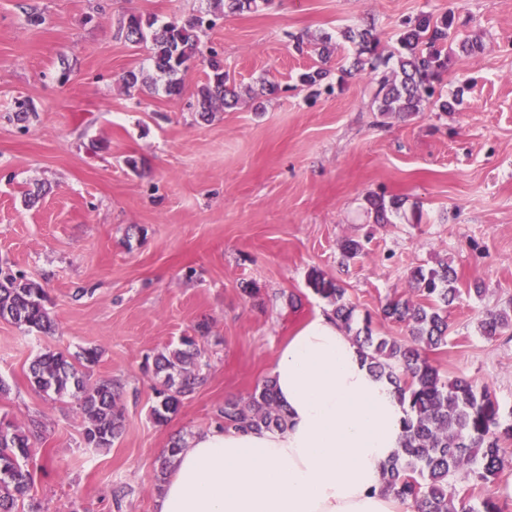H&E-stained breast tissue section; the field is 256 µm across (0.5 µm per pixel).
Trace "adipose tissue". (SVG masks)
<instances>
[{"mask_svg": "<svg viewBox=\"0 0 512 512\" xmlns=\"http://www.w3.org/2000/svg\"><path fill=\"white\" fill-rule=\"evenodd\" d=\"M272 378L287 428L194 434L155 512H405L381 490L405 407L330 313L287 338Z\"/></svg>", "mask_w": 512, "mask_h": 512, "instance_id": "ef3b65f1", "label": "adipose tissue"}]
</instances>
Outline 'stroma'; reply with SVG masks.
Here are the masks:
<instances>
[{"label": "stroma", "mask_w": 512, "mask_h": 512, "mask_svg": "<svg viewBox=\"0 0 512 512\" xmlns=\"http://www.w3.org/2000/svg\"><path fill=\"white\" fill-rule=\"evenodd\" d=\"M206 7L0 0V268L39 283L57 325L37 335L0 321V421L42 423L52 459L30 464L40 512H155L154 469L172 438L211 428L226 399L270 378L281 343L328 310L308 284L314 268L341 280L375 333L403 339L382 304L410 296L411 269L448 260L460 296L448 343L429 358L489 386L512 422V331L481 334L488 313L512 305V0H269L203 36L244 94L236 108L200 117V63L177 95L124 87L128 70L150 65L148 45L119 35L124 15L165 22ZM450 8L460 36L482 43L444 77L461 104L378 112L370 76L346 73L341 30L374 24L389 52L405 18ZM302 32L336 45L331 88L315 97L298 83L319 62L294 49ZM263 80L275 93L248 98ZM371 193L402 199L389 223L368 213ZM347 239L364 256L344 262ZM202 322L207 381L156 424L144 357ZM88 346L101 350L95 375L124 388L125 432L109 448L84 443L73 401L45 400L29 381L39 354Z\"/></svg>", "instance_id": "stroma-1"}]
</instances>
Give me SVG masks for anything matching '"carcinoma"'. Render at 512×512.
Masks as SVG:
<instances>
[{
    "label": "carcinoma",
    "instance_id": "obj_1",
    "mask_svg": "<svg viewBox=\"0 0 512 512\" xmlns=\"http://www.w3.org/2000/svg\"><path fill=\"white\" fill-rule=\"evenodd\" d=\"M214 12L221 16L240 14L258 7V0H213ZM455 13L440 15L422 12L402 22L398 48L388 55L380 50L374 28L345 30L342 36L355 45L350 75L377 73L379 66L389 70L377 79L374 102L383 113L413 114L426 107L451 111L459 104L460 94L447 99L441 83L454 61L481 49L478 40L463 39L459 52L448 48L455 38ZM212 19L192 15L162 24L141 14L122 18L119 33L133 44H150L152 66L167 76L165 93L178 94V75L195 59L207 63V82L196 93V111L203 118L235 107L239 94L228 86L224 62L208 50L201 39ZM329 71L311 68L300 75V84L311 94H320ZM366 202L374 222L389 223V213L400 208V199L369 194ZM416 298H392L381 306L386 320L404 323L410 339L379 336L371 326V317H356V306L346 302V288L339 279L328 278L311 269L309 286L331 304V313L360 347L369 368L379 379L394 386L408 403L405 438L400 454L384 469L385 488L402 501H412L415 512H502L492 493L472 501L476 487H489L502 469L501 442L512 439V425L501 422L499 406L489 388L476 389L461 377L440 373L426 355L448 341V307L458 297L457 273L446 261L437 267L421 266L411 271ZM47 293L40 284L0 270V320L10 322L29 333L50 334L54 322L46 307ZM488 338L512 328V309L491 313L481 323ZM199 336H184L174 347H166L152 358L155 405L152 419L165 424L175 416L185 399L205 381L204 349L200 339L209 325L197 326ZM101 351L84 347L75 355L47 351L30 367V382L55 401L73 397L84 415L83 439L91 448H110L125 431V410L121 385L110 379L93 378ZM288 414L279 403L274 382L266 380L247 400H227L216 415V427L244 431L249 429L282 430ZM39 423L27 426L0 422V512H20L33 484L30 461L39 449ZM185 442L174 440L159 457L155 473L156 487H161L170 473L174 458ZM461 487H456L457 482Z\"/></svg>",
    "mask_w": 512,
    "mask_h": 512
}]
</instances>
